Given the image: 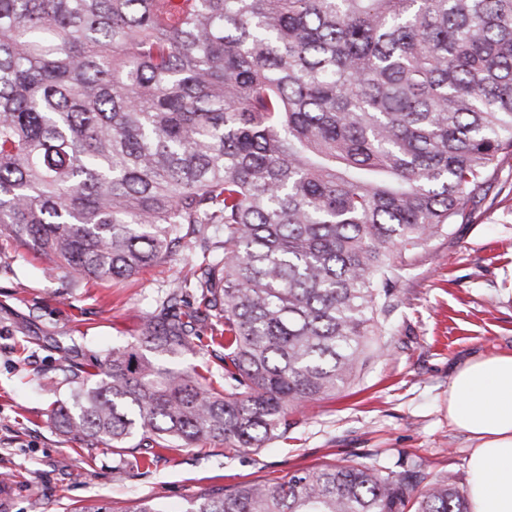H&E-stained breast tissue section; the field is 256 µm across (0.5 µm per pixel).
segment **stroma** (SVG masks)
Listing matches in <instances>:
<instances>
[{
  "label": "stroma",
  "mask_w": 512,
  "mask_h": 512,
  "mask_svg": "<svg viewBox=\"0 0 512 512\" xmlns=\"http://www.w3.org/2000/svg\"><path fill=\"white\" fill-rule=\"evenodd\" d=\"M46 260L0 242V512H130L143 498L184 512L201 491L344 461L383 471L420 464L466 488L473 446L448 420V382L466 360L512 352V159L475 198L469 223L432 237L393 285L386 331L354 384L304 403L275 448L222 444L164 453L140 466L141 449H88L54 423L67 399L63 357L85 363L138 336L160 296L181 289L199 310L182 257L132 278L101 283L50 276ZM60 382L57 397L41 389Z\"/></svg>",
  "instance_id": "35a3bbf8"
}]
</instances>
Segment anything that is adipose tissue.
<instances>
[{
  "mask_svg": "<svg viewBox=\"0 0 512 512\" xmlns=\"http://www.w3.org/2000/svg\"><path fill=\"white\" fill-rule=\"evenodd\" d=\"M448 419L474 446L470 512H512V353L465 363L448 384Z\"/></svg>",
  "mask_w": 512,
  "mask_h": 512,
  "instance_id": "1",
  "label": "adipose tissue"
}]
</instances>
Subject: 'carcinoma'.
Masks as SVG:
<instances>
[{
  "mask_svg": "<svg viewBox=\"0 0 512 512\" xmlns=\"http://www.w3.org/2000/svg\"><path fill=\"white\" fill-rule=\"evenodd\" d=\"M512 155V0H0V237L133 277L200 242L209 320L157 302L68 367L89 448H264L353 382L392 284ZM209 340L224 383L146 354ZM184 512H468L452 476L350 461Z\"/></svg>",
  "mask_w": 512,
  "mask_h": 512,
  "instance_id": "carcinoma-1",
  "label": "carcinoma"
}]
</instances>
